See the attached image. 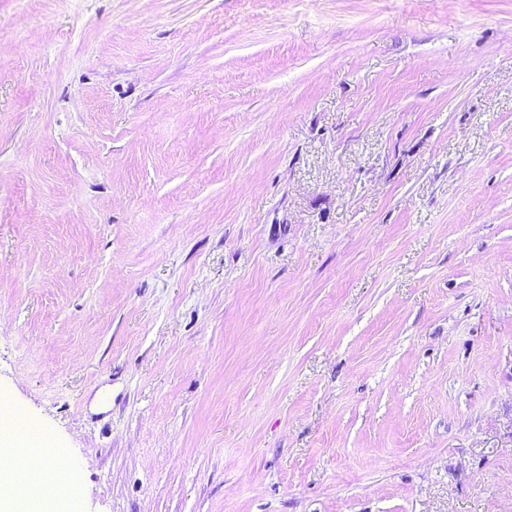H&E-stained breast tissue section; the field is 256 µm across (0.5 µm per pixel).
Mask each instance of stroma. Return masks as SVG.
I'll use <instances>...</instances> for the list:
<instances>
[{"mask_svg": "<svg viewBox=\"0 0 512 512\" xmlns=\"http://www.w3.org/2000/svg\"><path fill=\"white\" fill-rule=\"evenodd\" d=\"M67 512H512V0H0V395Z\"/></svg>", "mask_w": 512, "mask_h": 512, "instance_id": "obj_1", "label": "stroma"}]
</instances>
